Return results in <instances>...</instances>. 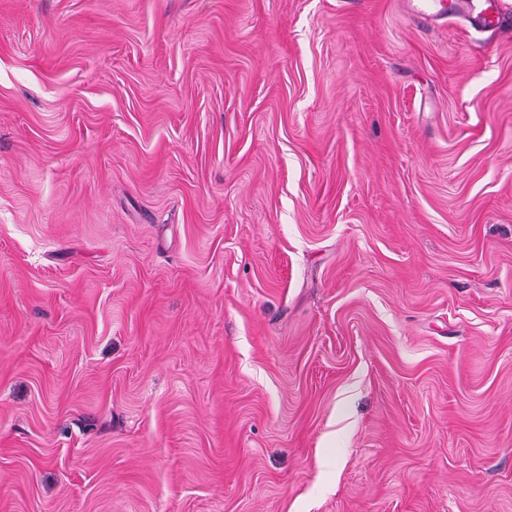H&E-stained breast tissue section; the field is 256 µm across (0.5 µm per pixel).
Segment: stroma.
Listing matches in <instances>:
<instances>
[{"label": "stroma", "instance_id": "obj_1", "mask_svg": "<svg viewBox=\"0 0 512 512\" xmlns=\"http://www.w3.org/2000/svg\"><path fill=\"white\" fill-rule=\"evenodd\" d=\"M0 512H512V25L0 0Z\"/></svg>", "mask_w": 512, "mask_h": 512}]
</instances>
